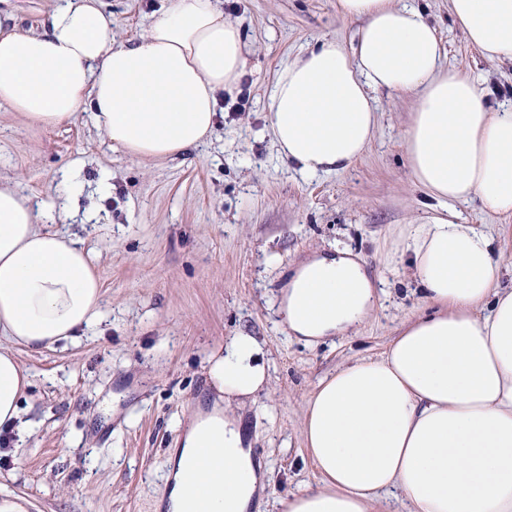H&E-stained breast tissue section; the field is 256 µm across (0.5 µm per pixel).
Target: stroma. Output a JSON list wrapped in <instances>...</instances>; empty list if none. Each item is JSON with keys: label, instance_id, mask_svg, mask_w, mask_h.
I'll return each instance as SVG.
<instances>
[{"label": "stroma", "instance_id": "obj_1", "mask_svg": "<svg viewBox=\"0 0 512 512\" xmlns=\"http://www.w3.org/2000/svg\"><path fill=\"white\" fill-rule=\"evenodd\" d=\"M114 35L143 34L165 0H109ZM440 34L445 64L486 87L491 105L512 102V62L470 46L448 0H416ZM247 36L241 98H225L212 137L173 160H133L113 149L89 112L56 127L30 125L0 107V178L48 201L65 171L83 188L55 229L83 241L103 287L102 318L75 344L18 348L32 385L0 447V489L29 512H155L167 459L187 408L210 402L209 355L237 332L256 336L267 389L241 415L268 469L261 512L317 486L301 419L320 379L378 356L420 297L395 258L405 229L425 217V191L408 172L405 132L415 100L378 94L379 122L348 170L308 178L278 157L266 121L282 66L319 38L352 43L358 22L336 0H220ZM245 111H237L238 101ZM348 248L381 278L380 306L357 335L309 347L289 338L277 314L291 263L311 250Z\"/></svg>", "mask_w": 512, "mask_h": 512}]
</instances>
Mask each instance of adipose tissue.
<instances>
[{
    "instance_id": "adipose-tissue-1",
    "label": "adipose tissue",
    "mask_w": 512,
    "mask_h": 512,
    "mask_svg": "<svg viewBox=\"0 0 512 512\" xmlns=\"http://www.w3.org/2000/svg\"><path fill=\"white\" fill-rule=\"evenodd\" d=\"M359 21L352 45L322 38L277 74L266 120L278 155L315 176L351 167L378 126L375 92L411 95L406 132L413 181L435 201L402 241L423 304L376 358L321 379L306 402L304 449L318 487L283 512H512V285L501 283L496 236L460 222L452 206L479 201L512 216V109L489 105L469 72L448 69L436 27L409 0H336ZM467 41L512 61V0H449ZM107 0H53L42 30L0 12V106L36 126L97 128L132 158L166 159L205 143L225 95L246 73L245 36L218 0H166L140 37L113 35ZM71 187L38 204L0 184V429H11L31 375L13 351L76 341L98 319L102 284L79 240L43 230L62 218ZM381 292L359 255L317 251L279 296L291 338L314 346L356 331ZM266 354L246 333L228 337L205 368L215 396L185 417L170 457L164 512H252L268 482L238 408L268 380Z\"/></svg>"
}]
</instances>
